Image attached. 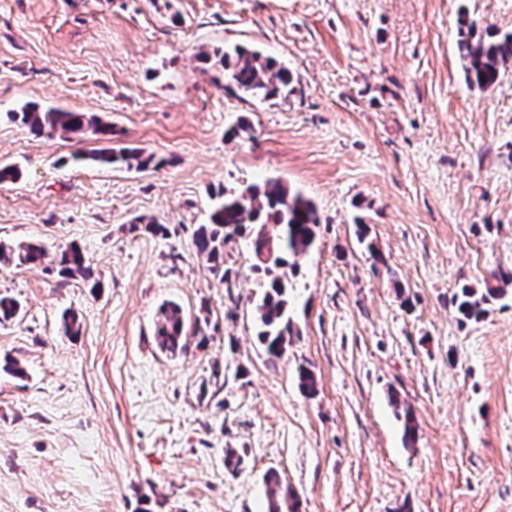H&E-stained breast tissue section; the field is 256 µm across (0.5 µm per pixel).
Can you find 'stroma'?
Segmentation results:
<instances>
[{
	"label": "stroma",
	"instance_id": "1",
	"mask_svg": "<svg viewBox=\"0 0 512 512\" xmlns=\"http://www.w3.org/2000/svg\"><path fill=\"white\" fill-rule=\"evenodd\" d=\"M465 23L512 32V0H0V168L21 172L0 241L75 244L93 271L0 262L21 304L0 323V512H264L271 471L298 512H512V298L477 322L452 303L512 265V66L470 86ZM224 44L283 63L293 92L218 89L197 54ZM26 104L99 115L154 162H75L99 140L34 136ZM242 118L254 139L230 136ZM260 177L320 217L279 359L243 301L247 241L227 289L192 240L213 195ZM167 301L213 324L202 346L160 351Z\"/></svg>",
	"mask_w": 512,
	"mask_h": 512
}]
</instances>
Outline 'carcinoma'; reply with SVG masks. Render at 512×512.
Segmentation results:
<instances>
[{
  "mask_svg": "<svg viewBox=\"0 0 512 512\" xmlns=\"http://www.w3.org/2000/svg\"><path fill=\"white\" fill-rule=\"evenodd\" d=\"M459 41L462 68L469 84L480 89L494 86L504 65L512 60V32L487 40L471 26L460 32ZM198 59L213 70L212 82L219 88H235L246 97L269 101L286 97L294 81L292 73L275 59L241 44L226 45L212 50L203 47ZM12 117L26 126L35 136L76 135L87 133L100 136L112 135V127L99 116L88 112L48 108L27 104L12 113ZM87 160L98 165L125 164L145 167L154 158L144 157L135 151L110 147L93 151ZM272 226L273 244L253 234L260 225ZM319 217L312 199L298 190H292L279 179L250 183L239 189H224L220 201L213 208L209 223L201 224L194 232V245L204 256L209 271L224 284H231L232 268L226 266L224 247L238 238L248 241L252 269L256 274L255 289L247 297L251 305L256 335L272 358H281L288 350L296 326L291 314L292 278L296 277L297 264L289 258L307 254L315 245ZM46 259L43 246L35 243L17 247L0 242V262L16 261L20 265H36ZM56 263L61 277L77 275L91 277L90 268L75 245H69L57 254ZM491 280L478 290L461 287L452 303L460 318L465 321L483 319L489 306L512 295V268L499 265L490 273ZM199 343L207 339L199 322H190L181 306L168 302L160 310L156 340L161 351L172 356L189 349L190 339ZM300 391L309 397L318 392V381L309 368L297 369ZM402 422L405 444L416 441L417 424L409 407L397 413ZM268 488L267 512H293L294 496L277 474L266 476Z\"/></svg>",
  "mask_w": 512,
  "mask_h": 512,
  "instance_id": "cac0c4a2",
  "label": "carcinoma"
}]
</instances>
